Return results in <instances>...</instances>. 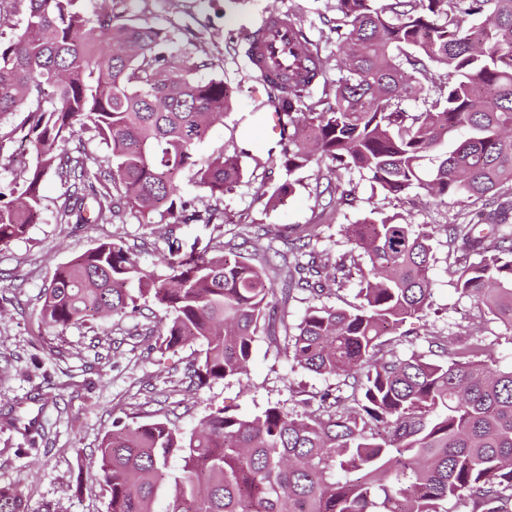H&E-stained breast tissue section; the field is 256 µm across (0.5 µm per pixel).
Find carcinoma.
<instances>
[{
	"mask_svg": "<svg viewBox=\"0 0 512 512\" xmlns=\"http://www.w3.org/2000/svg\"><path fill=\"white\" fill-rule=\"evenodd\" d=\"M25 2L21 28L0 42V118L24 113L19 127L36 164L0 205V244L26 235L52 169L65 187L59 224H111L129 209L223 226L219 209L190 212L177 199L195 147L230 108L224 82L193 77L197 65L170 51L163 29L135 20L125 0L93 12L85 0ZM331 22L333 80L294 26L316 59L288 83L286 175L327 161L338 202L354 194L357 172L396 201L423 190L440 204L480 202L486 224H414L371 211L347 227L352 252L368 263L359 302L311 304L296 325L291 294L341 291L355 258L304 263L307 241L273 263L259 233L210 256L194 244L183 251L171 235L162 279L114 240L60 265L44 289L45 321L66 329L153 300L171 313L156 347L199 344L190 369L199 386L245 375L261 333L292 366L336 379V392L301 414L275 404L250 417L220 409L190 434L167 420L112 431L94 458L110 512H157L163 489L166 512H448L450 502L512 512V370L492 368L484 339L470 332L452 343L433 335L428 353L409 356L389 340L418 335L437 230L451 284L512 332V0H336ZM454 131L462 136L447 148ZM86 132L110 149L95 171ZM72 140L76 155L62 153ZM196 175L222 195L245 171L224 152ZM436 353L442 359L428 358ZM0 512H23L8 486Z\"/></svg>",
	"mask_w": 512,
	"mask_h": 512,
	"instance_id": "carcinoma-1",
	"label": "carcinoma"
}]
</instances>
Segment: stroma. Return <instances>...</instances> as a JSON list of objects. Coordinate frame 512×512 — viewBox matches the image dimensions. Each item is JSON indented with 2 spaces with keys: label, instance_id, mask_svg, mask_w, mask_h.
<instances>
[{
  "label": "stroma",
  "instance_id": "1",
  "mask_svg": "<svg viewBox=\"0 0 512 512\" xmlns=\"http://www.w3.org/2000/svg\"><path fill=\"white\" fill-rule=\"evenodd\" d=\"M274 9L301 24L322 47L327 67H334L336 38L326 21L336 15V0H134L135 18L168 30L173 51L197 63L196 78L223 80L232 96L230 111L196 146L195 158L203 166L221 152H239L246 177L217 199L193 172H184L180 196L188 209H223L224 225L218 231L182 226L179 235L220 247L261 227L284 226L293 236L313 228L319 235L316 251L335 258L351 248L347 226L374 209L399 210L417 224L481 222V206L453 200L438 205L421 194L393 207L365 178L358 181L353 203L329 204L324 189L331 175L323 163L294 172L293 193L268 205L260 186L275 187L288 176L271 159L280 152L279 143L262 133L258 122L271 94L260 89L243 51L247 35ZM19 121L16 115L0 118L6 133L0 138V192L6 194L13 178L35 163V149ZM63 191L56 175L45 176L37 222L24 238L0 245V485L18 493L25 512H109L110 496L95 480L93 458L114 426L168 419L188 433L220 408L251 416L277 403L300 412L304 399L335 386L334 378L291 367L263 335L253 344L246 375L197 386L187 375L195 345L165 354L153 350V336L164 331L169 317L153 303L136 315L98 317L65 329L44 321L43 290L57 267L98 241L120 239L144 269L159 277L168 272L167 224L132 213L112 224H60L55 216ZM431 245L432 307L422 335L399 341L398 354L426 350L427 335L452 339L469 329L489 343L494 367L512 369V333L482 318L474 302L450 283L445 234L435 233Z\"/></svg>",
  "mask_w": 512,
  "mask_h": 512
}]
</instances>
